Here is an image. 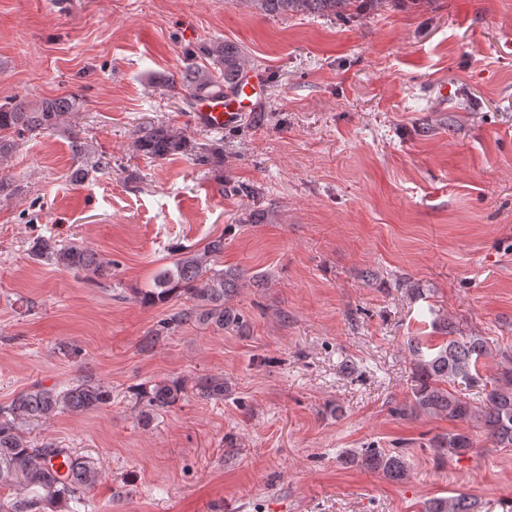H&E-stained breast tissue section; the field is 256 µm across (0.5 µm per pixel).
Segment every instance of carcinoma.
<instances>
[{
  "mask_svg": "<svg viewBox=\"0 0 512 512\" xmlns=\"http://www.w3.org/2000/svg\"><path fill=\"white\" fill-rule=\"evenodd\" d=\"M258 11L270 17L302 14L349 19L367 11H378L390 0H250ZM188 63L179 73L157 78L158 84L173 98L191 102L223 86L230 87L248 66L237 47L224 41H209L185 51ZM208 61L206 65L198 60ZM76 100L43 99L36 104L24 101L0 107V161L10 156L15 141L6 132L19 137L35 138L66 124ZM72 152L78 163L75 177L85 175V167L101 172L112 169V157L99 154L89 157L79 132L71 130ZM136 151L154 160H166L187 151L185 137L162 123L149 122L135 130ZM196 159L210 165L221 159L219 147L210 142L195 146ZM224 253V235L210 240L201 252L185 251L173 261L174 269L158 275L154 286L140 293L145 304L166 302L183 296L188 305L172 313L152 330L147 343L153 344L186 325H201L214 330H239L244 316L227 305L239 287L243 273L239 269L216 270L210 266ZM35 261H45L69 270L89 282L97 283L111 276L109 263L90 248L78 244H61L52 237H37L29 248ZM433 331L443 334L441 341L430 336H413L407 348L411 356L413 379L404 403L392 409L393 415L417 419L421 416L445 418L456 424L451 431L427 439L425 447L445 458L464 457L476 447L466 424L481 425L486 439L494 448H512V350H493L488 338L456 335L454 323L437 316ZM497 357V373L484 374L485 360ZM461 381L473 392L465 395L456 389ZM193 389L203 400H222L228 389L222 374L196 377ZM141 405L139 420L147 425L160 411L176 407L186 396V387L178 379H163L140 384L134 392ZM112 402V389L88 378L58 389L34 383L12 402L0 407V488L20 487L21 496L0 498V512H88L86 491L102 477L95 463L53 442L32 443L20 423L49 418L57 413H82L101 409ZM64 456L68 471L61 474L52 461ZM345 462L377 472L392 482L410 478L405 455L397 450L375 447L346 451ZM478 502L466 493L435 498L425 503L424 512H477Z\"/></svg>",
  "mask_w": 512,
  "mask_h": 512,
  "instance_id": "1",
  "label": "carcinoma"
}]
</instances>
